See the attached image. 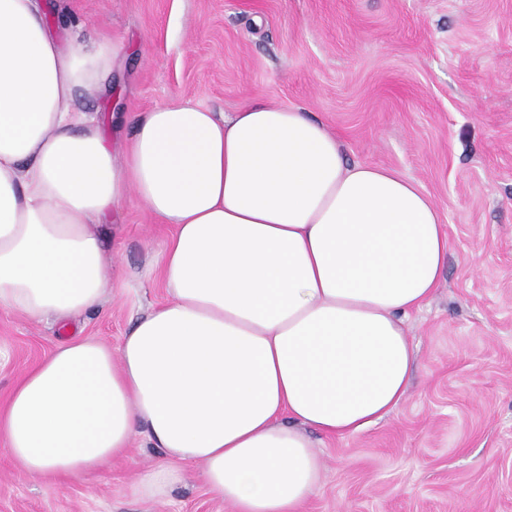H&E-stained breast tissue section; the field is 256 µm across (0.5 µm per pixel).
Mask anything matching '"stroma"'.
Masks as SVG:
<instances>
[{"mask_svg": "<svg viewBox=\"0 0 512 512\" xmlns=\"http://www.w3.org/2000/svg\"><path fill=\"white\" fill-rule=\"evenodd\" d=\"M61 41L124 43L86 101L120 150L140 113L172 99L231 113L293 106L339 138L349 163L391 168L443 216L448 264L407 329L413 381L368 429L314 435L321 484L304 512H512V0H42ZM105 234L112 296L69 326L0 307V406L60 343L119 347L169 300L158 265L169 225L136 194ZM161 449L56 483L0 449V512H234L196 468L138 494Z\"/></svg>", "mask_w": 512, "mask_h": 512, "instance_id": "35a3bbf8", "label": "stroma"}]
</instances>
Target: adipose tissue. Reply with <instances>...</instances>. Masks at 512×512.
Returning <instances> with one entry per match:
<instances>
[{
    "label": "adipose tissue",
    "instance_id": "1",
    "mask_svg": "<svg viewBox=\"0 0 512 512\" xmlns=\"http://www.w3.org/2000/svg\"><path fill=\"white\" fill-rule=\"evenodd\" d=\"M123 43L60 45L41 0H0V307L63 324L111 282L99 228L136 192L173 232L170 301L119 350L56 347L0 409L25 473L70 479L135 436L236 512H303L323 460L309 431L355 434L391 413L414 363L405 317L448 259L440 211L398 172L348 165L296 108L232 115L173 100L138 116L122 162L72 109L100 94Z\"/></svg>",
    "mask_w": 512,
    "mask_h": 512
}]
</instances>
